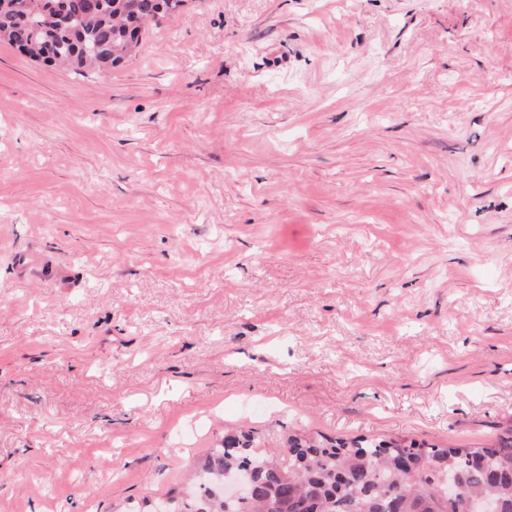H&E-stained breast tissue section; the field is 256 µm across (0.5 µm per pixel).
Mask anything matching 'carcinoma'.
Returning <instances> with one entry per match:
<instances>
[{"label":"carcinoma","instance_id":"obj_1","mask_svg":"<svg viewBox=\"0 0 512 512\" xmlns=\"http://www.w3.org/2000/svg\"><path fill=\"white\" fill-rule=\"evenodd\" d=\"M185 0H66L72 23L55 24L44 0H0V40L32 60L77 72L111 68L136 54L145 30ZM249 476L255 499L227 505L213 489ZM458 500L444 494L448 479ZM168 512H512V426L479 446L288 431L274 447L253 430L226 428L184 482Z\"/></svg>","mask_w":512,"mask_h":512}]
</instances>
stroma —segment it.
Masks as SVG:
<instances>
[{
    "mask_svg": "<svg viewBox=\"0 0 512 512\" xmlns=\"http://www.w3.org/2000/svg\"><path fill=\"white\" fill-rule=\"evenodd\" d=\"M512 423V0H187L0 43V512H140L225 426ZM44 1L55 0H0V40L24 50L31 60L81 72L112 68L131 58L145 30L179 13L186 0H103L96 11L88 10L87 0H64L72 19L68 28L55 24ZM34 9L43 15L30 17ZM85 47L98 50L84 55Z\"/></svg>",
    "mask_w": 512,
    "mask_h": 512,
    "instance_id": "stroma-1",
    "label": "stroma"
}]
</instances>
